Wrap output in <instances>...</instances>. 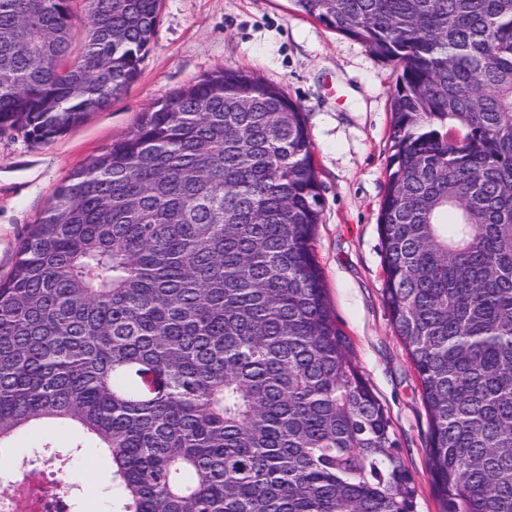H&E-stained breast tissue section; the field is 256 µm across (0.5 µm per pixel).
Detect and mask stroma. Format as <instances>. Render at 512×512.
Returning <instances> with one entry per match:
<instances>
[{
    "label": "stroma",
    "instance_id": "obj_1",
    "mask_svg": "<svg viewBox=\"0 0 512 512\" xmlns=\"http://www.w3.org/2000/svg\"><path fill=\"white\" fill-rule=\"evenodd\" d=\"M220 67L281 85L306 115L324 209L315 252L327 300L354 360L391 419L398 455L416 483L417 512H441L428 469L427 414L420 382L395 335L384 301L378 212L391 154L395 64L299 11L293 0H162L160 21L136 81L80 125L49 144L0 134V275L10 272L28 224L66 177L119 138L152 103ZM72 449L68 469L83 473L74 512H112V462L81 447L75 427L52 433ZM41 436L24 432L0 457V488L18 466L55 481Z\"/></svg>",
    "mask_w": 512,
    "mask_h": 512
}]
</instances>
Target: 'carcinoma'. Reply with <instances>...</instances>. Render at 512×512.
<instances>
[{
    "label": "carcinoma",
    "instance_id": "carcinoma-1",
    "mask_svg": "<svg viewBox=\"0 0 512 512\" xmlns=\"http://www.w3.org/2000/svg\"><path fill=\"white\" fill-rule=\"evenodd\" d=\"M85 2L0 0V133L51 143L137 78L161 0ZM293 2L400 67L385 303L443 512H512V0ZM322 211L281 86L219 68L152 104L68 176L0 278V449L81 428L112 459L115 512H416L326 301Z\"/></svg>",
    "mask_w": 512,
    "mask_h": 512
}]
</instances>
